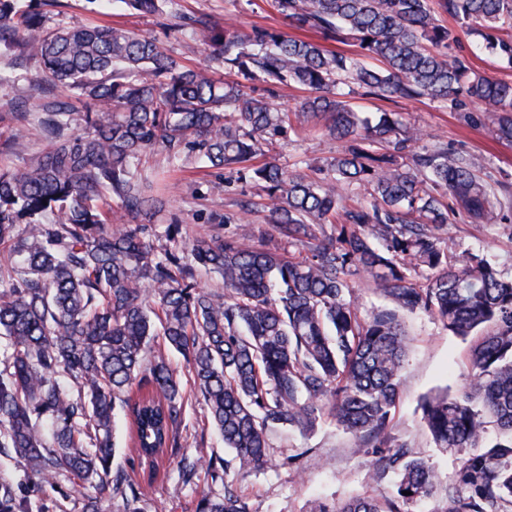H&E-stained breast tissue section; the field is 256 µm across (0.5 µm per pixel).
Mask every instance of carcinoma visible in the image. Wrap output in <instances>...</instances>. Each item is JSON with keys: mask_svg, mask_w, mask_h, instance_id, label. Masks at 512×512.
Listing matches in <instances>:
<instances>
[{"mask_svg": "<svg viewBox=\"0 0 512 512\" xmlns=\"http://www.w3.org/2000/svg\"><path fill=\"white\" fill-rule=\"evenodd\" d=\"M125 2L163 15L172 0ZM432 2L271 0L290 25L352 42L358 57L280 29L180 17L176 32L188 31L238 77L224 82L130 29L60 18L48 26L42 7L61 0H0V62L31 72L29 91L48 100L37 123L49 142L24 165L0 168V337L8 340L0 455L15 454L42 484L69 474L109 489L124 512H141L140 487L112 470L114 411L127 410L134 456L153 482L158 459L181 438L184 395L167 359L174 350L233 450L238 477L268 464L269 429L312 430L325 415L377 457L371 481L398 477L391 498L318 501L309 512H404L440 490L444 512H512V275L442 237L457 211L495 223L508 186L483 182L472 156L414 150L425 135L401 113L371 121L336 92L355 85L384 101L483 103L496 137L511 144L512 83L451 49L461 29L512 64V0H440L456 28L439 23ZM256 79L311 95L288 109L272 94L248 93ZM59 88L88 106L79 133L70 108L54 100ZM311 123L345 142L313 175L256 162ZM146 152L193 155L259 188L267 224H247L245 208L212 216L217 231L207 238L156 244L149 222L166 201L139 169ZM353 187L370 201L346 205ZM114 202L126 217L118 228ZM227 224L235 228L226 236ZM297 245L306 252L285 255ZM203 272L218 274L224 293L199 288ZM357 276L390 304L362 317L351 299ZM416 312L454 336L476 337L467 390L419 404L434 446L460 455L444 487L435 466L392 433L409 345L403 317ZM60 372L76 391L58 382ZM136 382L151 392L132 401ZM490 423L500 434L487 444ZM202 467L224 493H202L197 512H249L224 482L223 460L202 448L181 456L182 483L194 484ZM0 512H29L4 479Z\"/></svg>", "mask_w": 512, "mask_h": 512, "instance_id": "1", "label": "carcinoma"}]
</instances>
